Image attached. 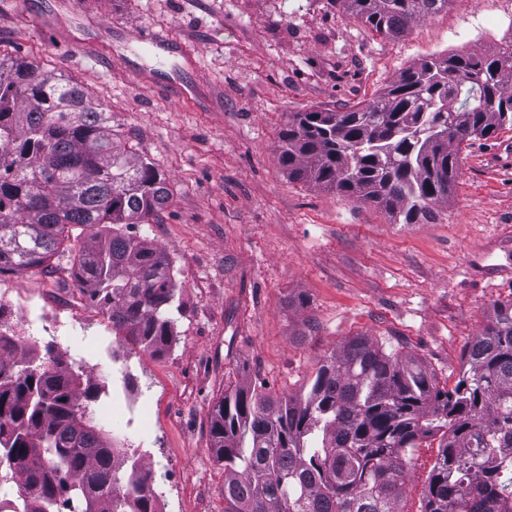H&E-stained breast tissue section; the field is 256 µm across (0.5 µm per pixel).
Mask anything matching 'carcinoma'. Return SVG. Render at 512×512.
Masks as SVG:
<instances>
[{
  "instance_id": "obj_1",
  "label": "carcinoma",
  "mask_w": 512,
  "mask_h": 512,
  "mask_svg": "<svg viewBox=\"0 0 512 512\" xmlns=\"http://www.w3.org/2000/svg\"><path fill=\"white\" fill-rule=\"evenodd\" d=\"M386 38L451 0H333ZM111 113L80 84L0 54V275L70 254L79 291L130 352L165 353L181 284L134 232L169 204L167 178L112 141ZM512 129V41L490 54L433 55L371 101L288 113V178L382 209L436 218L475 141ZM106 231L74 250L78 229ZM0 335V488L12 512H158L151 470L122 471L91 420L98 386L66 354L53 367L11 361ZM437 444L422 512H512V300L493 305L452 387L411 354L355 336L326 354L307 390L250 382L212 408L209 450L224 465V512H403L407 451Z\"/></svg>"
}]
</instances>
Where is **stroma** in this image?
I'll return each instance as SVG.
<instances>
[{
    "label": "stroma",
    "mask_w": 512,
    "mask_h": 512,
    "mask_svg": "<svg viewBox=\"0 0 512 512\" xmlns=\"http://www.w3.org/2000/svg\"><path fill=\"white\" fill-rule=\"evenodd\" d=\"M34 13L52 16L71 44L36 37ZM95 26L110 50L84 47ZM146 30L180 39L194 64L154 57L135 40ZM509 38L512 0H450L398 38L331 0H0V53L81 83L111 112L113 140L134 145L170 184L167 209L137 231L174 262L176 336L153 358L113 343L93 378L103 389L95 424L145 453L166 483L159 512H224V468L208 444L227 386L246 379L297 393L354 336L455 380L494 303L512 300V129L463 150L453 193L429 224H399L290 180L278 135L289 113L371 100L425 57L490 53ZM142 67L203 96L193 107L149 88ZM61 285H76L66 255L0 277L20 316L52 311ZM125 367L148 402L130 426L111 414ZM437 453L410 450L405 512H421Z\"/></svg>",
    "instance_id": "stroma-1"
}]
</instances>
